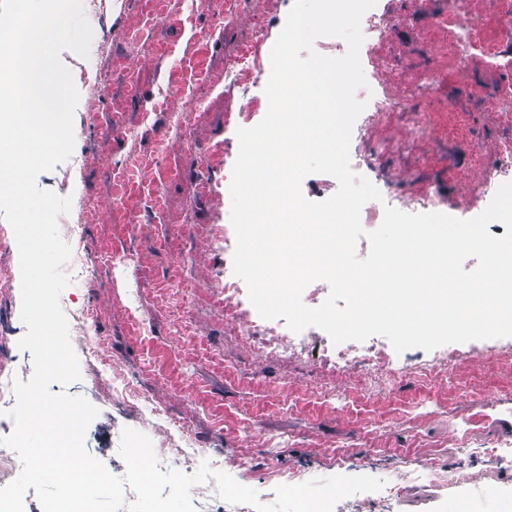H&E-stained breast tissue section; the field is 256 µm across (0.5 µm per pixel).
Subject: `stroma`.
<instances>
[{"mask_svg":"<svg viewBox=\"0 0 512 512\" xmlns=\"http://www.w3.org/2000/svg\"><path fill=\"white\" fill-rule=\"evenodd\" d=\"M295 0H243L225 23L224 0H109L93 21L87 57L61 54L71 74L97 75L100 91L79 88L74 149L38 178L59 191L64 178L87 201L80 214L85 279L62 296L90 309L102 340L99 356L80 358V378L52 392L84 397L99 411L86 451L116 471L121 431L185 430L181 472L220 459L225 473L275 499L281 485L368 475L395 493L340 500L336 512H499L512 495V466L487 456L512 447V337L395 355L396 373L336 372L332 342L319 328L296 333L288 352L265 333L246 334L224 312L234 280L231 171L238 123L265 116L270 65L250 80L227 74L242 49L271 51ZM450 0H376L389 24L380 67L361 99L390 96L399 107L368 128L353 127L351 147L383 151L376 186L393 208L460 219L481 214L500 142L512 136V112L482 101L454 112L470 87L496 91L507 75L460 59L458 41L433 18ZM126 70L133 87L112 79ZM443 80L428 93V71ZM199 162H191L189 149ZM21 291L0 276V365L20 356L25 332ZM451 352L453 369L439 365ZM132 391L165 409L161 428L124 415L112 400ZM447 475L419 485L410 469Z\"/></svg>","mask_w":512,"mask_h":512,"instance_id":"stroma-1","label":"stroma"}]
</instances>
